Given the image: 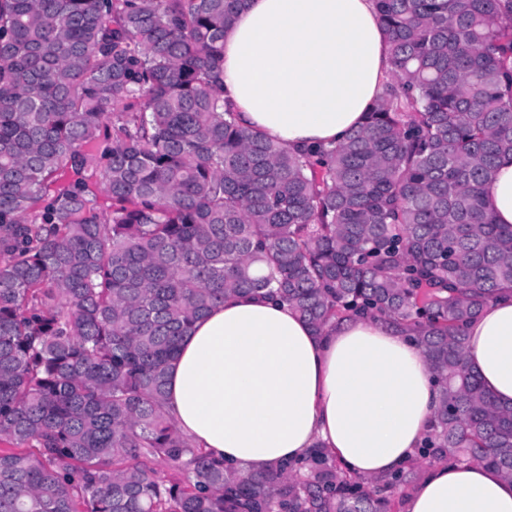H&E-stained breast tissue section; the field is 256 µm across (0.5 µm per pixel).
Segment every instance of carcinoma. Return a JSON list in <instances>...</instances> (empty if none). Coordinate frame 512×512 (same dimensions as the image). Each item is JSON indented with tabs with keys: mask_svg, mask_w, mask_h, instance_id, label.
<instances>
[{
	"mask_svg": "<svg viewBox=\"0 0 512 512\" xmlns=\"http://www.w3.org/2000/svg\"><path fill=\"white\" fill-rule=\"evenodd\" d=\"M375 2L393 79L344 141L295 152L224 105L244 0H0V512H395L414 464L365 483L317 444L236 472L171 421L183 337L240 293L317 332H412L439 389L419 457L512 480V410L465 361L512 287V225L483 204L512 155V0ZM122 101L106 218L84 172Z\"/></svg>",
	"mask_w": 512,
	"mask_h": 512,
	"instance_id": "carcinoma-1",
	"label": "carcinoma"
}]
</instances>
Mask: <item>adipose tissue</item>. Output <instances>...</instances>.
<instances>
[{"mask_svg": "<svg viewBox=\"0 0 512 512\" xmlns=\"http://www.w3.org/2000/svg\"><path fill=\"white\" fill-rule=\"evenodd\" d=\"M391 71L373 0H247L224 35V99L241 127L293 149L343 141ZM512 224V155L484 193ZM466 360L512 406V292L466 331ZM437 404L431 366L399 326L337 322L322 334L289 306L233 296L196 320L168 371L166 411L232 469L301 459L315 444L372 479L413 459ZM406 512H512V482L475 462L434 467Z\"/></svg>", "mask_w": 512, "mask_h": 512, "instance_id": "ef3b65f1", "label": "adipose tissue"}]
</instances>
